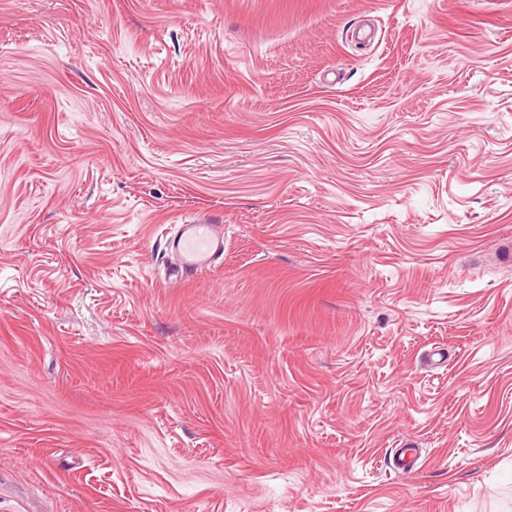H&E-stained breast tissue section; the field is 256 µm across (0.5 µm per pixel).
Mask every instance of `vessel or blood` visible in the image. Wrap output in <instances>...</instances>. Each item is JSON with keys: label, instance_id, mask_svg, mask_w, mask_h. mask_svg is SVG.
Wrapping results in <instances>:
<instances>
[{"label": "vessel or blood", "instance_id": "b4317fda", "mask_svg": "<svg viewBox=\"0 0 512 512\" xmlns=\"http://www.w3.org/2000/svg\"><path fill=\"white\" fill-rule=\"evenodd\" d=\"M171 246L175 262L169 276L182 281L210 269L224 251V233L220 225L193 221L180 226Z\"/></svg>", "mask_w": 512, "mask_h": 512}]
</instances>
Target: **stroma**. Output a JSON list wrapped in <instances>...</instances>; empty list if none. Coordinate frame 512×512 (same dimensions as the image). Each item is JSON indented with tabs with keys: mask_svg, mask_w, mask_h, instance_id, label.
Returning <instances> with one entry per match:
<instances>
[{
	"mask_svg": "<svg viewBox=\"0 0 512 512\" xmlns=\"http://www.w3.org/2000/svg\"><path fill=\"white\" fill-rule=\"evenodd\" d=\"M507 239L512 0H0V512H512ZM181 224L171 240L175 263L169 269L168 278L175 281L196 276L212 266L224 252V233L219 224H200L189 221Z\"/></svg>",
	"mask_w": 512,
	"mask_h": 512,
	"instance_id": "1",
	"label": "stroma"
}]
</instances>
